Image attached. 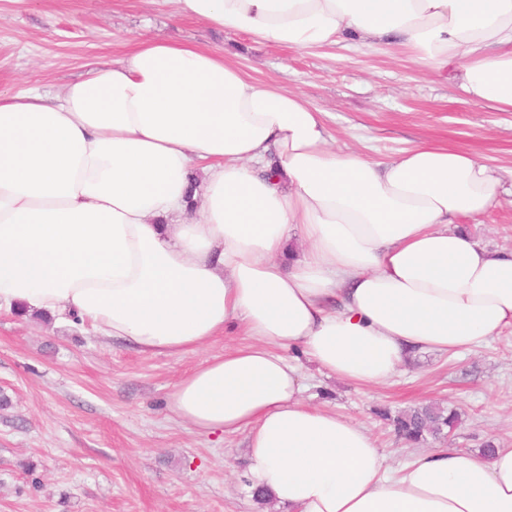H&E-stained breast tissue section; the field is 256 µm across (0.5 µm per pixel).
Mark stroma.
Segmentation results:
<instances>
[{"label": "stroma", "mask_w": 512, "mask_h": 512, "mask_svg": "<svg viewBox=\"0 0 512 512\" xmlns=\"http://www.w3.org/2000/svg\"><path fill=\"white\" fill-rule=\"evenodd\" d=\"M200 42L246 76L301 93L336 148L375 161L423 140L512 168V112L460 97L384 42L296 49L176 17L174 0H0V90L61 93L90 63L139 40ZM480 245L512 249V197L464 223ZM216 337L189 355H148L85 325L0 311V512H288L260 504L245 479L244 434L201 435L167 410L176 384L233 346ZM305 401L365 427L391 466L406 444L379 412L421 404L462 420L427 447L481 455L512 444V331L463 353L420 352L395 384L361 387L302 362Z\"/></svg>", "instance_id": "1"}]
</instances>
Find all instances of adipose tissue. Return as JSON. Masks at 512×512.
Listing matches in <instances>:
<instances>
[{"instance_id":"obj_1","label":"adipose tissue","mask_w":512,"mask_h":512,"mask_svg":"<svg viewBox=\"0 0 512 512\" xmlns=\"http://www.w3.org/2000/svg\"><path fill=\"white\" fill-rule=\"evenodd\" d=\"M175 2L299 49L393 36L512 112V0ZM330 139L301 94L200 44L136 42L56 96L0 91V309L74 315L152 355L239 331L169 411L245 433L251 488L289 512H512V446L431 448L391 470L363 427L305 402L285 355L390 385L417 352L512 328V251L454 226L499 202L505 171L432 142L375 162ZM295 239L304 252L287 257Z\"/></svg>"}]
</instances>
